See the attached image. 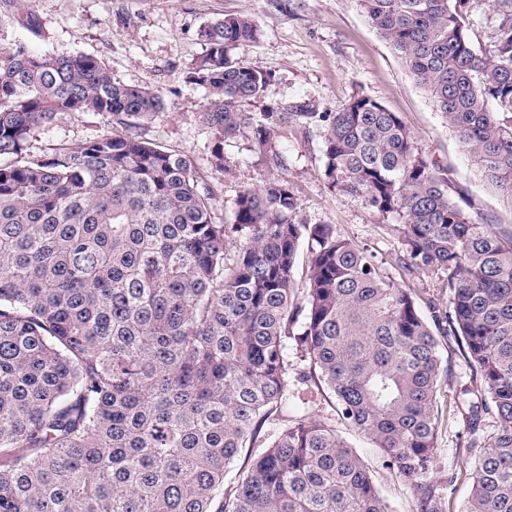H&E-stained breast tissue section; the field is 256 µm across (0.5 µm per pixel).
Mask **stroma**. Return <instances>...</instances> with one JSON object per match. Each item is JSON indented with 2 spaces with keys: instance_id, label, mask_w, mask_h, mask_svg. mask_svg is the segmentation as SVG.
Wrapping results in <instances>:
<instances>
[{
  "instance_id": "stroma-1",
  "label": "stroma",
  "mask_w": 512,
  "mask_h": 512,
  "mask_svg": "<svg viewBox=\"0 0 512 512\" xmlns=\"http://www.w3.org/2000/svg\"><path fill=\"white\" fill-rule=\"evenodd\" d=\"M12 0H0V49L18 41L33 50L69 51L102 60L114 81L163 92L175 105L153 128L164 146L204 159L207 135L195 119L205 102L204 88L188 81L191 64L204 50L200 26L227 14L251 17L259 29L246 48L247 64L272 74L266 96L246 101L248 112L304 101L317 112H333L356 94L398 113L421 151L451 167L459 189L476 217H491L512 228V203L482 181L427 92L412 79L390 45L371 27L357 0H34L35 30L10 21ZM101 120L92 113L67 118L41 131L37 146L48 149L77 143L96 133ZM322 139L318 132L288 140L285 176L299 198L302 217L311 224L335 225L390 275H398L400 224L383 216L363 198L340 195L324 183ZM224 155L232 172L217 186L218 213L239 190L259 183L266 169L242 137L226 140ZM442 368L437 400L443 417L431 481L441 484L446 512H463L473 484L474 445L497 428L494 414L471 422L469 406L480 390L457 344L441 345ZM304 396L313 418L334 419L337 432L373 470L377 485L396 512H413L414 491L395 471L382 465L371 440L335 420V399L326 388L308 385Z\"/></svg>"
}]
</instances>
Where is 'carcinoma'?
<instances>
[{
  "mask_svg": "<svg viewBox=\"0 0 512 512\" xmlns=\"http://www.w3.org/2000/svg\"><path fill=\"white\" fill-rule=\"evenodd\" d=\"M359 2L512 202V0H492L488 51L472 38L471 0ZM11 20L34 29L32 2ZM257 36L248 17L208 21L189 71L207 91L195 119L212 178L230 172L224 141L238 136L267 167L229 222L194 157L151 138L174 111L162 92L114 81L88 54L0 50V512H395L289 389L292 373L324 384L413 483L416 512H445L442 486L424 479L441 337L461 345L499 422L465 512H512V230L474 220L448 168L368 96L336 112L241 109L273 82L239 56ZM87 112L101 119L95 135L36 149L46 127ZM290 129L320 131L328 189L398 218L403 273L445 277L447 307L422 311L335 225L300 216L274 173ZM243 448L251 464L226 490Z\"/></svg>",
  "mask_w": 512,
  "mask_h": 512,
  "instance_id": "1",
  "label": "carcinoma"
}]
</instances>
